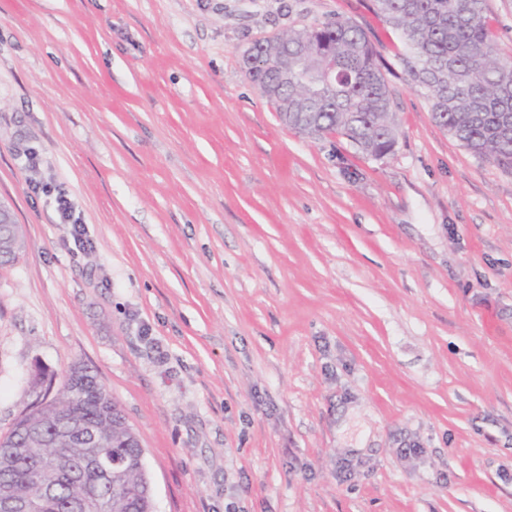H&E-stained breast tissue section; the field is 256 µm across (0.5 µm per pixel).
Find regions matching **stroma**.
I'll return each instance as SVG.
<instances>
[{
  "instance_id": "35a3bbf8",
  "label": "stroma",
  "mask_w": 512,
  "mask_h": 512,
  "mask_svg": "<svg viewBox=\"0 0 512 512\" xmlns=\"http://www.w3.org/2000/svg\"><path fill=\"white\" fill-rule=\"evenodd\" d=\"M368 34L393 152L284 126L256 41ZM374 0H0V436L91 370L154 512H512V170L431 119ZM89 240L77 250L54 196ZM14 225L10 204L0 199V261L12 259L22 249V241L15 234Z\"/></svg>"
}]
</instances>
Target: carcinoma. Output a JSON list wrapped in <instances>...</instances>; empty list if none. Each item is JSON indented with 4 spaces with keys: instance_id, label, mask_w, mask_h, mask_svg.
<instances>
[{
    "instance_id": "carcinoma-1",
    "label": "carcinoma",
    "mask_w": 512,
    "mask_h": 512,
    "mask_svg": "<svg viewBox=\"0 0 512 512\" xmlns=\"http://www.w3.org/2000/svg\"><path fill=\"white\" fill-rule=\"evenodd\" d=\"M486 0H375L377 12L399 34L402 61L412 80L428 93L431 116L473 155L512 167V58L494 53V33L484 16ZM305 50L306 59L283 80L279 55ZM269 65L244 57L250 80L273 105L282 124L319 139L339 134L362 154L380 158L393 151L397 122L391 92L365 32L336 18L312 28L293 29L265 43ZM0 437L9 448L0 462V487L38 492L37 478L51 490L38 512H79L78 503L95 491L101 512H151L142 450L118 404L97 377L82 366L53 391V377ZM83 422L75 439H60L66 418ZM121 466L106 474L91 466L99 449Z\"/></svg>"
}]
</instances>
